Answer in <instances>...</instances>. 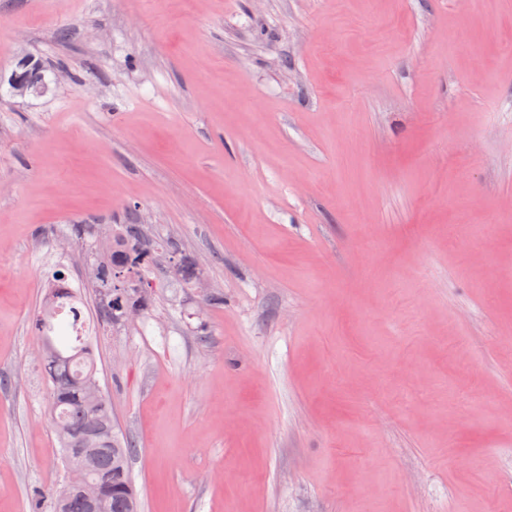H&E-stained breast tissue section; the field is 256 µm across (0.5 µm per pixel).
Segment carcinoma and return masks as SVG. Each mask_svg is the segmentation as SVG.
Here are the masks:
<instances>
[{"mask_svg":"<svg viewBox=\"0 0 512 512\" xmlns=\"http://www.w3.org/2000/svg\"><path fill=\"white\" fill-rule=\"evenodd\" d=\"M119 228V241L126 246L122 260L103 261L95 272L100 288L112 296L98 311V318L106 323L116 322L125 312L132 292L124 285L125 279L135 276L141 284L150 283L156 262L142 225L121 224ZM57 299V289H50L36 321L43 346L40 363L50 383L52 423L61 445V462L67 470L81 471L85 483L82 490L66 497L56 494L52 512H92L98 499L108 501L111 512H139L140 502L129 476L133 442L117 431L109 398L101 391H91L96 373L92 337H78L66 350L55 344L51 332L58 318Z\"/></svg>","mask_w":512,"mask_h":512,"instance_id":"1","label":"carcinoma"}]
</instances>
